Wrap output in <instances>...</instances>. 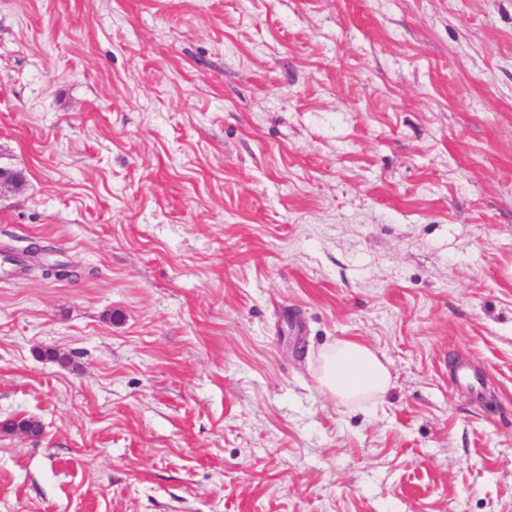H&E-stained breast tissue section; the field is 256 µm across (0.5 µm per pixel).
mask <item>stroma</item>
I'll list each match as a JSON object with an SVG mask.
<instances>
[{"label": "stroma", "mask_w": 512, "mask_h": 512, "mask_svg": "<svg viewBox=\"0 0 512 512\" xmlns=\"http://www.w3.org/2000/svg\"><path fill=\"white\" fill-rule=\"evenodd\" d=\"M0 166V512H512V0H0ZM320 393L339 405H375L392 387L388 366L369 346L337 340L323 347L314 372ZM452 384L457 388L467 390L476 398L481 397L484 392L483 377L464 362L455 366L452 374Z\"/></svg>", "instance_id": "35a3bbf8"}]
</instances>
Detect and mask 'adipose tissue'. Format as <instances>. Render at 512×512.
I'll list each match as a JSON object with an SVG mask.
<instances>
[{
	"mask_svg": "<svg viewBox=\"0 0 512 512\" xmlns=\"http://www.w3.org/2000/svg\"><path fill=\"white\" fill-rule=\"evenodd\" d=\"M320 393L337 404H377L392 386L388 366L369 346L339 340L323 347L314 372Z\"/></svg>",
	"mask_w": 512,
	"mask_h": 512,
	"instance_id": "ef3b65f1",
	"label": "adipose tissue"
}]
</instances>
